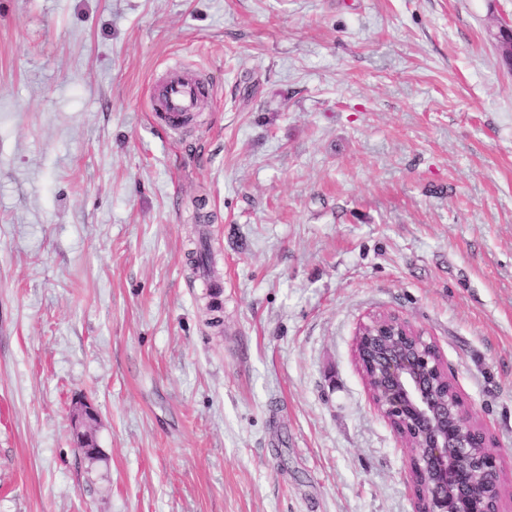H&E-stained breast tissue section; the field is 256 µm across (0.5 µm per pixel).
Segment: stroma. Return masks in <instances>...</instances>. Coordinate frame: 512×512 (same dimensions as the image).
<instances>
[{"label": "stroma", "mask_w": 512, "mask_h": 512, "mask_svg": "<svg viewBox=\"0 0 512 512\" xmlns=\"http://www.w3.org/2000/svg\"><path fill=\"white\" fill-rule=\"evenodd\" d=\"M503 20L512 0H0V512H416L354 356L382 312L437 345L512 493ZM176 66L210 92L165 131ZM97 414L91 405L80 404L73 414V423L77 435L78 448L88 457L96 454L97 448L90 435L89 428L96 421Z\"/></svg>", "instance_id": "stroma-1"}]
</instances>
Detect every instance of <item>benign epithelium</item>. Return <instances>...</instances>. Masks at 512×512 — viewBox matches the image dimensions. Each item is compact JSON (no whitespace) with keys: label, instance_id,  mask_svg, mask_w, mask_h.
<instances>
[{"label":"benign epithelium","instance_id":"1","mask_svg":"<svg viewBox=\"0 0 512 512\" xmlns=\"http://www.w3.org/2000/svg\"><path fill=\"white\" fill-rule=\"evenodd\" d=\"M355 359L373 375L374 407L410 447L409 478L417 512H501L500 456L462 399L448 393V373L436 345L395 313H381L359 326ZM94 408L76 407L78 448L88 457L97 448L89 428Z\"/></svg>","mask_w":512,"mask_h":512}]
</instances>
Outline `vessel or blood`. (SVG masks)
I'll list each match as a JSON object with an SVG mask.
<instances>
[{
    "mask_svg": "<svg viewBox=\"0 0 512 512\" xmlns=\"http://www.w3.org/2000/svg\"><path fill=\"white\" fill-rule=\"evenodd\" d=\"M206 84L196 72L174 68L158 81L151 98V110L165 126L177 129L196 112Z\"/></svg>",
    "mask_w": 512,
    "mask_h": 512,
    "instance_id": "vessel-or-blood-1",
    "label": "vessel or blood"
}]
</instances>
